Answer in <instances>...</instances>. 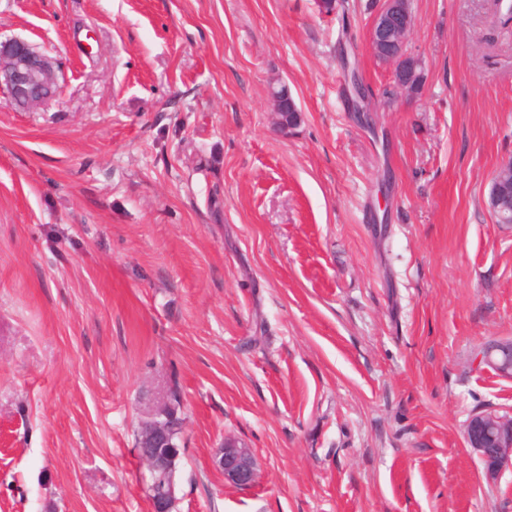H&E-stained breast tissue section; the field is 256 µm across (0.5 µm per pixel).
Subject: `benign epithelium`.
Returning a JSON list of instances; mask_svg holds the SVG:
<instances>
[{"instance_id":"7a95c632","label":"benign epithelium","mask_w":512,"mask_h":512,"mask_svg":"<svg viewBox=\"0 0 512 512\" xmlns=\"http://www.w3.org/2000/svg\"><path fill=\"white\" fill-rule=\"evenodd\" d=\"M414 26L410 0H382L373 16L369 30L372 54L391 70L393 89L411 97L418 77L419 58L408 50V37ZM0 89L28 111L38 110L60 91L59 76L52 62L28 42L14 39L0 42ZM276 125L288 131V109L294 107L292 94L285 83L271 88ZM507 194L497 179H492L489 209L500 206ZM480 361L499 375L512 378V340H500L480 351ZM183 420L172 416L169 407L153 414L140 425L138 451L146 466L148 478L175 473L179 455L172 450V431ZM466 447L484 462L487 473L495 475L506 467L512 468V419L495 412L481 411L469 420L465 433ZM215 466L224 472V479L238 487H250L257 476L256 462L251 452L232 440L224 441L214 457Z\"/></svg>"}]
</instances>
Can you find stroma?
<instances>
[{
	"label": "stroma",
	"mask_w": 512,
	"mask_h": 512,
	"mask_svg": "<svg viewBox=\"0 0 512 512\" xmlns=\"http://www.w3.org/2000/svg\"><path fill=\"white\" fill-rule=\"evenodd\" d=\"M380 0H0L58 98L0 90V512H152L141 420L181 392L175 512H512L471 415L512 338V28L412 0L423 83L380 104ZM348 53L377 104L355 112ZM301 124L278 130L271 84ZM257 477L224 479L225 439ZM480 361L499 375L512 378V340H500L485 346L480 351Z\"/></svg>",
	"instance_id": "obj_1"
}]
</instances>
